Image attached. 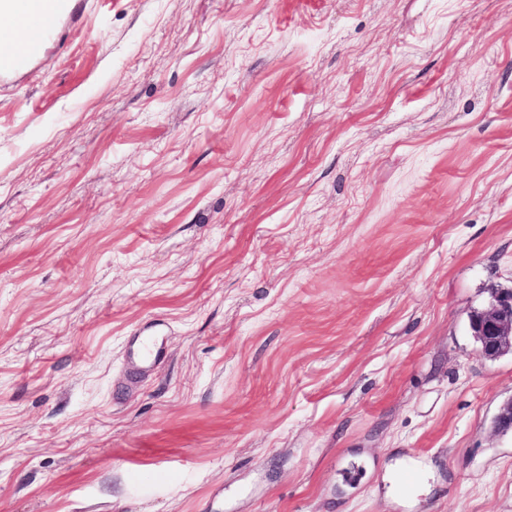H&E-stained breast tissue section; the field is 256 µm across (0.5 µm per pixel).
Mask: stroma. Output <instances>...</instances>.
Returning a JSON list of instances; mask_svg holds the SVG:
<instances>
[{"mask_svg":"<svg viewBox=\"0 0 512 512\" xmlns=\"http://www.w3.org/2000/svg\"><path fill=\"white\" fill-rule=\"evenodd\" d=\"M494 286L512 0H67L0 70V512H512ZM470 330L486 358L512 349V289L492 287L487 305L470 318Z\"/></svg>","mask_w":512,"mask_h":512,"instance_id":"obj_1","label":"stroma"}]
</instances>
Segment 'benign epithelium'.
Wrapping results in <instances>:
<instances>
[{
  "mask_svg": "<svg viewBox=\"0 0 512 512\" xmlns=\"http://www.w3.org/2000/svg\"><path fill=\"white\" fill-rule=\"evenodd\" d=\"M470 330L482 354L490 359L512 349V289H489L487 305L474 312Z\"/></svg>",
  "mask_w": 512,
  "mask_h": 512,
  "instance_id": "7a95c632",
  "label": "benign epithelium"
}]
</instances>
